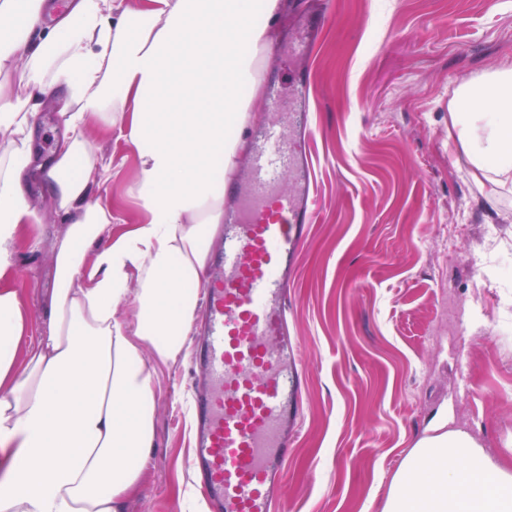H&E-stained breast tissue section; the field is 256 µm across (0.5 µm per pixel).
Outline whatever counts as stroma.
<instances>
[{
	"label": "stroma",
	"instance_id": "stroma-1",
	"mask_svg": "<svg viewBox=\"0 0 512 512\" xmlns=\"http://www.w3.org/2000/svg\"><path fill=\"white\" fill-rule=\"evenodd\" d=\"M260 120L306 108L315 196L290 288L308 370L285 512H382L401 461L431 426L467 431L512 467V191L483 204L448 125L466 76L512 60V0H284ZM311 34L304 58L292 42ZM114 233L142 216L120 132L96 137ZM48 247L19 243L18 289L38 336ZM156 442L124 512H200L189 466L192 359L156 366Z\"/></svg>",
	"mask_w": 512,
	"mask_h": 512
}]
</instances>
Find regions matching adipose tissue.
Wrapping results in <instances>:
<instances>
[{"mask_svg": "<svg viewBox=\"0 0 512 512\" xmlns=\"http://www.w3.org/2000/svg\"><path fill=\"white\" fill-rule=\"evenodd\" d=\"M0 0V512H123L155 444L150 362L183 353L248 152L280 0ZM64 127L36 161V117ZM448 120L476 172L512 184V64L463 79ZM136 154L145 217L112 233L94 130ZM39 182L40 197L29 186ZM50 202L64 226L37 340L12 286L17 243ZM131 301L123 319L118 307ZM382 512H512V473L463 431L426 436L394 474Z\"/></svg>", "mask_w": 512, "mask_h": 512, "instance_id": "1", "label": "adipose tissue"}]
</instances>
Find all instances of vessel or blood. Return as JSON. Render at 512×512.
Listing matches in <instances>:
<instances>
[{
  "instance_id": "vessel-or-blood-1",
  "label": "vessel or blood",
  "mask_w": 512,
  "mask_h": 512,
  "mask_svg": "<svg viewBox=\"0 0 512 512\" xmlns=\"http://www.w3.org/2000/svg\"><path fill=\"white\" fill-rule=\"evenodd\" d=\"M243 180L232 185L224 241L204 292L190 465L208 512H275L306 368L288 334L289 286L314 203L304 141L269 122L252 134ZM298 171L292 191L280 185Z\"/></svg>"
}]
</instances>
